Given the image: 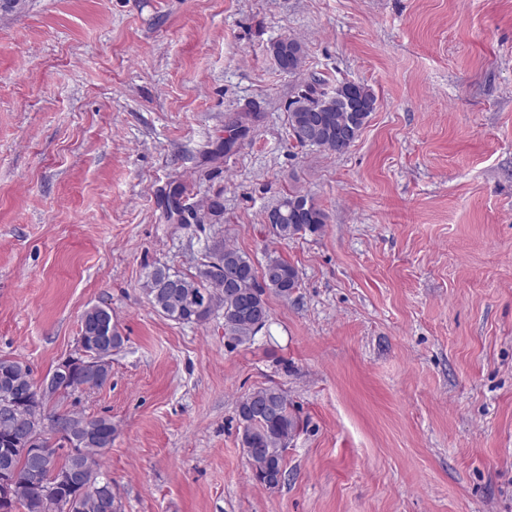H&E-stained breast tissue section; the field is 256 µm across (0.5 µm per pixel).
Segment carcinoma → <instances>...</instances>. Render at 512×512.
<instances>
[{"label": "carcinoma", "mask_w": 512, "mask_h": 512, "mask_svg": "<svg viewBox=\"0 0 512 512\" xmlns=\"http://www.w3.org/2000/svg\"><path fill=\"white\" fill-rule=\"evenodd\" d=\"M270 53L278 67L285 72L302 68L305 52L300 41L280 38L270 46ZM351 102L333 100L323 91L322 81L307 84L288 106V126L302 123L307 117L318 118L328 130L322 141L314 146L334 154H343L351 146L342 134L350 122L365 123L375 110L376 98L367 86L351 83ZM288 214V223L278 226L274 236L279 240H291L307 233L315 234L327 224L328 216L311 199L299 193H290L276 202ZM274 271L273 277L260 289L265 295L269 289L286 298L299 287L296 268L278 255L269 254L263 265ZM259 275L252 260L239 250L216 241L204 255L198 273L192 277L171 271L165 265H157L148 272L142 290L158 312L179 323L203 324L213 314L222 313L224 336L236 344L251 341L261 330L243 311L237 309L238 297L224 288L227 279L239 281L238 287L247 289ZM80 334L87 347L98 344L103 333L92 322V314L85 311L81 318ZM34 382L30 368L20 361L0 357V398L13 394L16 386H29ZM66 393L71 395L87 383L82 368L75 366L62 380ZM238 417L242 425L241 443L260 449L255 457L257 479L273 490L284 478L283 454L288 442L300 427V419L288 400L285 391L277 385L260 388L244 397L238 406ZM96 427V440L86 444L78 454L66 450L69 438L52 439L46 433L36 434L34 447L40 448L51 442L58 453L42 459L41 472L34 473L30 461L22 456L13 458L18 474V483L8 502H0V512H44L36 483L51 469L72 467L93 473L106 482L105 492L118 500L112 487V479L104 475L98 460L112 447V420L105 416L92 418ZM58 493L75 503L73 512H103L95 501L84 497L77 487H62Z\"/></svg>", "instance_id": "obj_1"}]
</instances>
